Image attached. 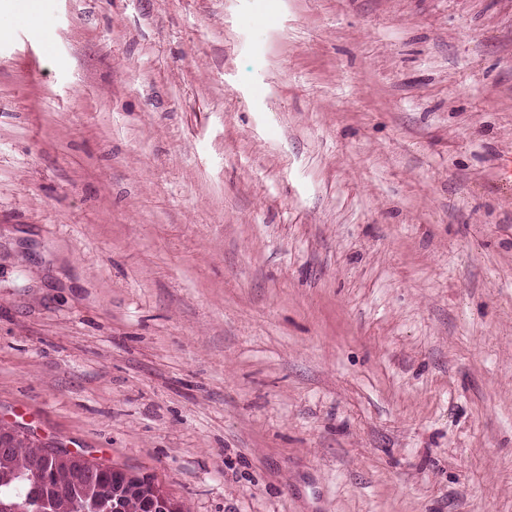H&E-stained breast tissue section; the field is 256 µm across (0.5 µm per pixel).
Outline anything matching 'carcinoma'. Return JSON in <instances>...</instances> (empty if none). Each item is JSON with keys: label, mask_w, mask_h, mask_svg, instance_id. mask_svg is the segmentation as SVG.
<instances>
[{"label": "carcinoma", "mask_w": 512, "mask_h": 512, "mask_svg": "<svg viewBox=\"0 0 512 512\" xmlns=\"http://www.w3.org/2000/svg\"><path fill=\"white\" fill-rule=\"evenodd\" d=\"M40 469L50 471L58 491L50 495L49 512H107L102 501V478L96 474L75 480L73 464L39 445L19 440L10 452L0 456V512H35L44 500ZM157 487L154 479L131 473L125 486L115 490L124 512H140L142 499Z\"/></svg>", "instance_id": "1"}]
</instances>
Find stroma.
<instances>
[{"mask_svg": "<svg viewBox=\"0 0 512 512\" xmlns=\"http://www.w3.org/2000/svg\"><path fill=\"white\" fill-rule=\"evenodd\" d=\"M1 425L185 512H512V0H0Z\"/></svg>", "mask_w": 512, "mask_h": 512, "instance_id": "stroma-1", "label": "stroma"}]
</instances>
